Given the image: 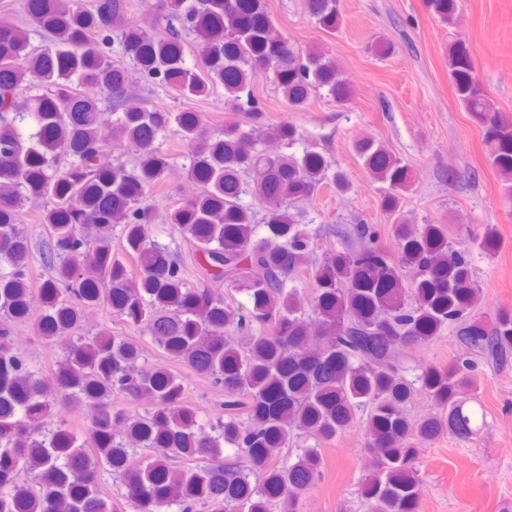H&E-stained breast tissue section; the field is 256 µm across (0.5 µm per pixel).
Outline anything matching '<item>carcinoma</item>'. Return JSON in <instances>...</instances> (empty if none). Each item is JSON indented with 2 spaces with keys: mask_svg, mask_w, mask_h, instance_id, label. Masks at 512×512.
<instances>
[{
  "mask_svg": "<svg viewBox=\"0 0 512 512\" xmlns=\"http://www.w3.org/2000/svg\"><path fill=\"white\" fill-rule=\"evenodd\" d=\"M337 2L305 0L309 17L329 33L340 25ZM25 6L48 45L36 51L26 30L0 24V257L11 266L0 280V512H123L101 493L103 465L133 512H197L200 505L296 512L320 475V445L363 416L376 463L363 489L371 512H419L411 462L444 430L473 431L476 414L464 397L476 390L474 358L497 369L512 365V312H498L488 325L476 319L471 246L449 237L445 224L407 223L399 193L411 186L409 168L372 140L356 152L383 185L396 253L379 243L378 225L359 218L338 226L340 248L314 260L315 238L298 223L299 205L325 184L346 193L349 180L312 143L288 152L296 128L264 124L253 90L269 75L291 110L322 90L346 102L349 81L335 62L289 46L266 0H166L154 17L172 33L164 40L133 26L122 0H96L91 11L81 0ZM425 6L454 23L457 0ZM114 37L133 69L177 96L224 88L225 102L249 116L248 128L213 137L195 112L147 107L131 94L129 71L110 59ZM448 72L484 128L491 164L511 179L512 119L483 94L467 47H451ZM27 114L36 131L26 136L17 123ZM172 124L191 147L182 169L199 192L165 222L194 240L222 289L187 282L179 259L150 239L148 192L171 169L157 137ZM111 137L134 145L133 166L112 159ZM247 194L264 208L263 220L242 203ZM32 199L44 203L41 223L58 275L37 301L20 224ZM119 224L134 269L112 255ZM305 273L316 284L310 298L293 285ZM240 287L251 298L245 314L224 300L225 289ZM84 305L146 326L169 360L224 388V418L199 422L182 400L181 377L146 362L137 342L103 332L74 336ZM32 317L64 345L50 375L32 370L13 340L14 323ZM446 329L455 331L461 356L404 377L401 348ZM417 394L435 411L414 422L406 407ZM114 395L143 404L144 413L115 405ZM58 402L91 411L85 439L52 422ZM293 435L314 445L292 461L283 449ZM136 448L152 455L132 466Z\"/></svg>",
  "mask_w": 512,
  "mask_h": 512,
  "instance_id": "obj_1",
  "label": "carcinoma"
}]
</instances>
